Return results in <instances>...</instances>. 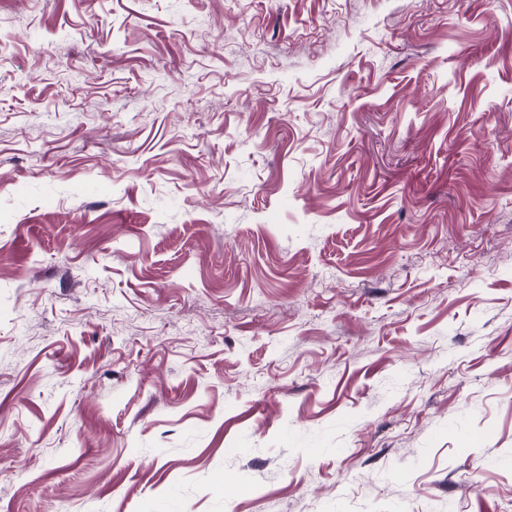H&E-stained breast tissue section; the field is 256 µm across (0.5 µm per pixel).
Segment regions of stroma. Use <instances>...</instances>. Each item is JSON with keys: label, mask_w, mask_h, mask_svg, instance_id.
Segmentation results:
<instances>
[{"label": "stroma", "mask_w": 512, "mask_h": 512, "mask_svg": "<svg viewBox=\"0 0 512 512\" xmlns=\"http://www.w3.org/2000/svg\"><path fill=\"white\" fill-rule=\"evenodd\" d=\"M0 512H512V0H0Z\"/></svg>", "instance_id": "obj_1"}]
</instances>
